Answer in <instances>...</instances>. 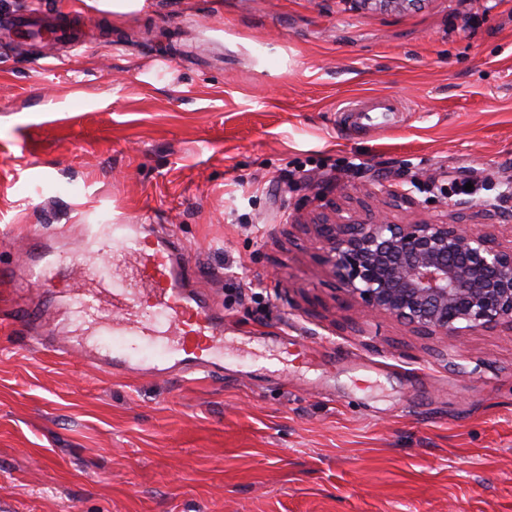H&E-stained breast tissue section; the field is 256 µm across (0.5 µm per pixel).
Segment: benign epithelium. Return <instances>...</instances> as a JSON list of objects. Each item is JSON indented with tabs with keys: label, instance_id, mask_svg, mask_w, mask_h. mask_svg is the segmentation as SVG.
<instances>
[{
	"label": "benign epithelium",
	"instance_id": "benign-epithelium-1",
	"mask_svg": "<svg viewBox=\"0 0 512 512\" xmlns=\"http://www.w3.org/2000/svg\"><path fill=\"white\" fill-rule=\"evenodd\" d=\"M320 232L338 281L367 316H392L423 336L512 327V247L463 224H394L383 214Z\"/></svg>",
	"mask_w": 512,
	"mask_h": 512
}]
</instances>
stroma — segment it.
I'll return each instance as SVG.
<instances>
[{
    "label": "stroma",
    "instance_id": "1",
    "mask_svg": "<svg viewBox=\"0 0 512 512\" xmlns=\"http://www.w3.org/2000/svg\"><path fill=\"white\" fill-rule=\"evenodd\" d=\"M84 44L0 42V262L13 228L162 224L224 310V374L110 378L31 355L0 290V512H512V328L364 317L319 216L512 226V0H145ZM401 104L377 129L347 101ZM359 172H349L350 164ZM410 192L411 211L393 189Z\"/></svg>",
    "mask_w": 512,
    "mask_h": 512
}]
</instances>
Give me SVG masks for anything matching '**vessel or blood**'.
Masks as SVG:
<instances>
[{
    "label": "vessel or blood",
    "instance_id": "obj_1",
    "mask_svg": "<svg viewBox=\"0 0 512 512\" xmlns=\"http://www.w3.org/2000/svg\"><path fill=\"white\" fill-rule=\"evenodd\" d=\"M87 248L81 262L87 286L74 289L71 313L75 329L69 336H33L32 350L47 349L57 356H79L83 362L107 376L142 374L185 376L223 373L224 313L205 294L193 291L196 276L185 259L175 235L157 236L141 248L134 224L90 225ZM22 264H0V280L23 286L26 276H37L46 286L66 278L70 262L53 255L48 237L31 231ZM131 264L133 279L114 277L116 266ZM152 300V310H136L140 297ZM45 304L42 299L17 307L13 321L19 331L37 324ZM123 337L116 348L102 344L106 335ZM149 347L162 350L158 360L148 359Z\"/></svg>",
    "mask_w": 512,
    "mask_h": 512
}]
</instances>
